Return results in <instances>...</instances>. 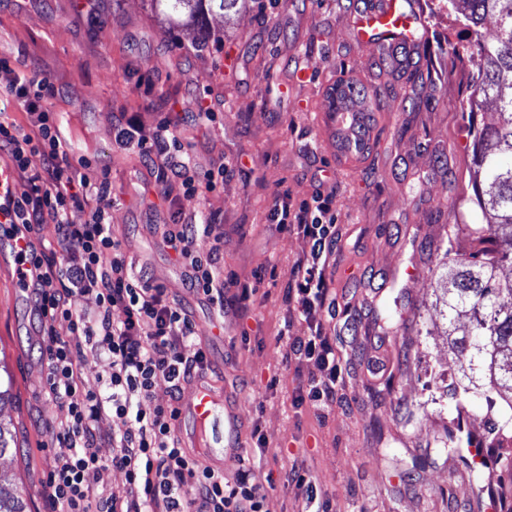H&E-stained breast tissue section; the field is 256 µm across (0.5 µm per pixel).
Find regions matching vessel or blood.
Here are the masks:
<instances>
[{
  "label": "vessel or blood",
  "instance_id": "obj_1",
  "mask_svg": "<svg viewBox=\"0 0 512 512\" xmlns=\"http://www.w3.org/2000/svg\"><path fill=\"white\" fill-rule=\"evenodd\" d=\"M360 33L369 40L392 39L396 43L410 42L414 13L400 11L396 0H372L360 15ZM370 146L369 140H358L354 135L337 139L336 157L339 161L360 160ZM0 235L9 239L14 257L11 272L15 287H25L34 271L23 255L26 242L13 233L9 224L0 226ZM182 417L191 419L203 436V445L210 459L220 461L225 468H235L241 458L242 435L246 419L239 400L228 398L222 392L204 384L197 385L181 407Z\"/></svg>",
  "mask_w": 512,
  "mask_h": 512
}]
</instances>
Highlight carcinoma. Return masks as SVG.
Listing matches in <instances>:
<instances>
[{
	"label": "carcinoma",
	"instance_id": "obj_1",
	"mask_svg": "<svg viewBox=\"0 0 512 512\" xmlns=\"http://www.w3.org/2000/svg\"><path fill=\"white\" fill-rule=\"evenodd\" d=\"M149 7L171 27L193 33L192 47L202 49L214 33L210 16L223 18L246 8L247 0H146ZM448 17L471 33L465 49L476 69L474 90L465 109L472 112L491 101L500 120L473 132V191L485 225L453 226L455 235L478 236L483 248L452 259L437 283L447 320L448 348L466 357L459 365L461 377L448 385V397L460 407L470 396L481 395L494 408L502 399L508 411L488 418L489 433L512 431V0H442ZM495 21L497 35L483 38L487 19ZM329 111L344 113L347 122L368 116L357 133L370 134L374 95L353 77L339 79L326 91ZM469 327L456 336L457 323ZM9 372L0 375V458L16 455L18 441L13 423L4 410L16 396ZM0 512H31L23 489L0 478Z\"/></svg>",
	"mask_w": 512,
	"mask_h": 512
}]
</instances>
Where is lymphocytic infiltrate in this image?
<instances>
[{
  "mask_svg": "<svg viewBox=\"0 0 512 512\" xmlns=\"http://www.w3.org/2000/svg\"><path fill=\"white\" fill-rule=\"evenodd\" d=\"M55 95L53 84L32 72L17 73L0 91V165L10 173L0 185V218L17 225L37 270L31 293L48 395L57 408L51 431L68 447L50 460L43 485L52 512H265L268 489L253 469L239 467L229 479L182 447L178 405L184 386L205 375L209 351L183 304L148 276L130 274L109 221L112 185L103 174L77 175L63 117L52 105ZM17 105L23 109L19 119L13 115ZM179 121L178 113H168L148 132L136 116H125L115 127V139L156 164L162 181L178 183L183 195L200 196L216 188L224 166L197 174L176 135ZM153 191L160 200L147 209L164 214L160 240L183 269L188 290L203 296L217 319L246 318L252 289L227 291L220 264L224 230L217 215H182L172 208L168 190H153L147 182L141 193ZM269 219L305 245L292 267L287 295L307 333L296 337L291 349L314 368L297 400L321 410L332 404L341 375L336 349L325 334V317L333 307L326 268L336 243L335 197L284 198ZM48 224L57 257L46 262L38 250ZM205 238L211 241L206 250L199 245ZM102 359L109 362L102 389L80 386L79 367ZM161 381L169 398L157 403L153 391ZM107 414L123 422L109 436L98 429ZM105 442L112 445L108 462L98 454ZM112 469L123 472L122 488L110 485ZM91 474L98 488L90 487Z\"/></svg>",
  "mask_w": 512,
  "mask_h": 512,
  "instance_id": "obj_1",
  "label": "lymphocytic infiltrate"
}]
</instances>
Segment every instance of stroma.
Wrapping results in <instances>:
<instances>
[{
	"label": "stroma",
	"mask_w": 512,
	"mask_h": 512,
	"mask_svg": "<svg viewBox=\"0 0 512 512\" xmlns=\"http://www.w3.org/2000/svg\"><path fill=\"white\" fill-rule=\"evenodd\" d=\"M412 2L422 25L411 63L391 65L378 44L359 41L356 18L368 0H267L233 17L218 42L197 50L188 31L168 29L141 0H0V54L21 70L46 75L58 94L74 157L108 171V208L121 249L146 265L156 283L192 312L211 352L204 381L235 393L248 423L269 439L265 452L244 447L245 464L268 479L266 512H305L287 485L295 456H305L334 512H488L449 432L483 448L498 485L512 481L505 453L488 435L489 410L473 397L455 409L447 395L446 321L435 282L448 252L473 251L451 238L455 224H482L472 196L470 133L496 122L492 105L465 112L469 68L452 52L468 34L449 22L438 0ZM306 68V83L294 80ZM361 79L380 106L375 146L362 162L339 166L326 142L325 92L342 77ZM415 91V106L401 104ZM215 114L197 118V101ZM182 116L179 137L199 170L223 162V187L179 197L185 213H218L224 224V275L253 283L250 316L208 334L215 320L202 297L185 290L182 271L162 248L140 203L150 168L119 146L113 128L136 112L155 127L167 112ZM336 195L339 231L327 270L336 314L328 332L342 360L336 402L323 412L293 402L303 375L287 359L304 326L281 334L286 284L302 245L268 220L276 199ZM462 206L448 209V196ZM0 247V360L14 379L8 414L22 452L0 459V476L22 486L34 512H50L42 494L47 462L66 453L49 425L56 408L32 297L16 294Z\"/></svg>",
	"instance_id": "1"
}]
</instances>
